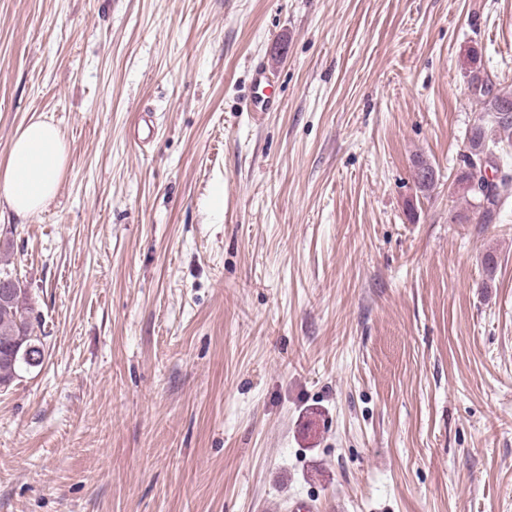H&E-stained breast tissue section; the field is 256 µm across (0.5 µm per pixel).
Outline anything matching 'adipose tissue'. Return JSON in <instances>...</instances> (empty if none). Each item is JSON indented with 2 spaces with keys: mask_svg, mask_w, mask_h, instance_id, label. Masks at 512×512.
<instances>
[{
  "mask_svg": "<svg viewBox=\"0 0 512 512\" xmlns=\"http://www.w3.org/2000/svg\"><path fill=\"white\" fill-rule=\"evenodd\" d=\"M56 126L36 119L20 126L0 162V207L19 217L42 211L54 198L67 165Z\"/></svg>",
  "mask_w": 512,
  "mask_h": 512,
  "instance_id": "obj_1",
  "label": "adipose tissue"
}]
</instances>
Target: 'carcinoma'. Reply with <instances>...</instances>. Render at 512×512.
Here are the masks:
<instances>
[{"label":"carcinoma","mask_w":512,"mask_h":512,"mask_svg":"<svg viewBox=\"0 0 512 512\" xmlns=\"http://www.w3.org/2000/svg\"><path fill=\"white\" fill-rule=\"evenodd\" d=\"M467 77L471 96L482 111L481 122L467 132V150L476 154L496 153L503 137L512 135V93L498 88L482 73L475 53L469 57ZM417 166V187L428 192L436 183L435 172L423 160ZM470 179L471 173L461 170L454 182L455 194L476 210L478 223H490L500 205L512 198V177L501 178L483 196L467 189ZM33 320L34 308L22 286H16L9 298L0 297V385L11 384L22 368L41 364L43 343L34 334Z\"/></svg>","instance_id":"obj_1"}]
</instances>
